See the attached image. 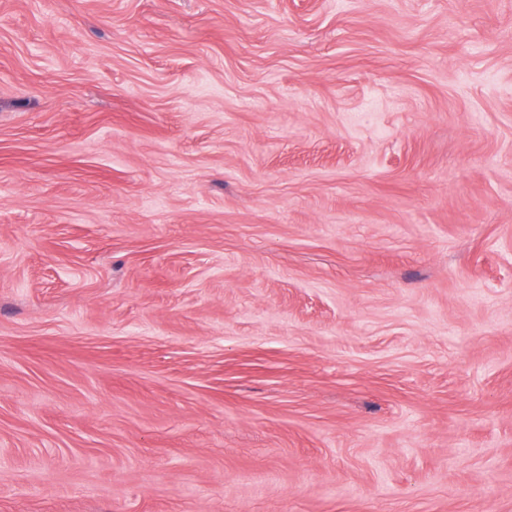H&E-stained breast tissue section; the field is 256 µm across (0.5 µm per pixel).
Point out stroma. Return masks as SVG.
<instances>
[{
	"mask_svg": "<svg viewBox=\"0 0 512 512\" xmlns=\"http://www.w3.org/2000/svg\"><path fill=\"white\" fill-rule=\"evenodd\" d=\"M0 512H512V0H0Z\"/></svg>",
	"mask_w": 512,
	"mask_h": 512,
	"instance_id": "stroma-1",
	"label": "stroma"
}]
</instances>
